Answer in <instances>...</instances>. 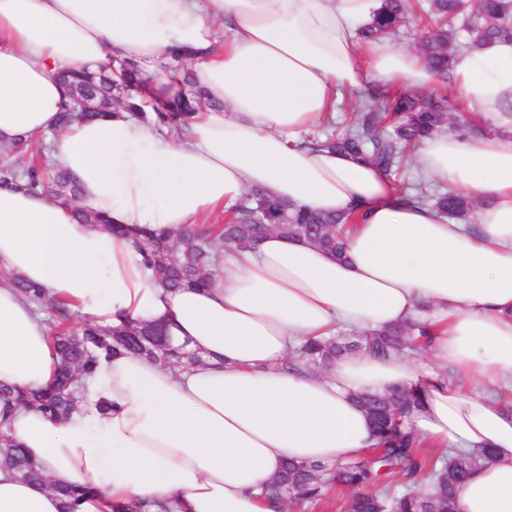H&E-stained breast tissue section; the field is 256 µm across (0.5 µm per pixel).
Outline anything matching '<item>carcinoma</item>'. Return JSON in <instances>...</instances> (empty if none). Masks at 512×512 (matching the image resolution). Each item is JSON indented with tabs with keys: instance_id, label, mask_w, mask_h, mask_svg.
Returning a JSON list of instances; mask_svg holds the SVG:
<instances>
[{
	"instance_id": "cac0c4a2",
	"label": "carcinoma",
	"mask_w": 512,
	"mask_h": 512,
	"mask_svg": "<svg viewBox=\"0 0 512 512\" xmlns=\"http://www.w3.org/2000/svg\"><path fill=\"white\" fill-rule=\"evenodd\" d=\"M409 0H382L372 23L359 30L363 42L383 34H392L409 18ZM429 14L436 28L420 44V53L435 74L448 77L460 54L495 39L512 40V0H429ZM166 69L173 72L180 92L173 104L161 98L150 102L158 124L181 127L188 123L196 106L206 94L198 83L187 56L172 54ZM55 78L79 93L92 106L85 109L70 101L59 114L60 127L76 119L103 117L112 111L115 80L125 88L126 104L134 112L142 111L146 80L138 66L129 61L89 72L65 68ZM354 122L321 145L365 160L389 174L404 169L403 154L408 147L450 125L458 133L466 131V122L452 117L443 105L430 96L397 92L382 93L377 106L356 102ZM15 145L0 150V181L32 191H44L72 203L78 187L64 171L41 161H33L24 170L10 158ZM417 201H429L450 219L463 217L469 209L466 196L453 192L427 193L420 190ZM225 224L212 229L184 226L172 233L164 228L147 229L118 225L112 230L130 234L139 243L145 263L158 273L168 288H193L210 281L209 268L221 252L246 242H255L270 233L303 238L341 258L345 251L342 228L354 221L341 215H322L274 199L255 189L244 200L231 206ZM10 281L46 308L47 323L53 326L52 340L59 358L58 373L47 387L29 392L0 386V468H10L30 480H44L42 468L27 459L15 443L5 423L17 406L34 408L52 419L65 418L86 394L83 380L92 375L98 356L135 355L161 367L195 366L202 358L186 346H176L157 326L128 321L118 328L74 325L63 304L49 298L41 288L9 276ZM425 335L424 327L407 323L378 331L333 334L321 340L302 342L292 360L304 366L329 367L337 359L366 350L372 355L401 357L412 348L413 331ZM361 406L370 417L382 446L364 455L330 468L321 463H290L266 487V492L290 503L315 501L336 485L350 493L346 512H456V498L476 459L461 454L429 458L416 447L413 435L400 430L401 420L421 407L413 387H397L388 395H364ZM64 500V512H76L84 492L76 487L55 488Z\"/></svg>"
}]
</instances>
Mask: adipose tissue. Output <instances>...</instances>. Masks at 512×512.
<instances>
[{
  "instance_id": "1",
  "label": "adipose tissue",
  "mask_w": 512,
  "mask_h": 512,
  "mask_svg": "<svg viewBox=\"0 0 512 512\" xmlns=\"http://www.w3.org/2000/svg\"><path fill=\"white\" fill-rule=\"evenodd\" d=\"M381 0H0V142L55 132L50 158L105 226L76 223L50 195L0 185V269L44 288L79 323H165L204 366L100 357L86 400L66 419L19 409L12 436L42 464L39 486L0 470V512H61L60 486L86 491L76 512L133 499L182 512H285L266 485L290 461L334 465L376 447L356 400L414 385L404 421L421 447L479 456L457 512H512V41L467 51L453 82L463 107L500 128L443 133L417 151L424 174L481 206L463 223L388 198L369 163L307 141L341 95L376 78L417 90L436 76L382 36L362 42ZM187 53L211 104L168 137L117 110L59 128L54 73L130 60L174 97L172 51ZM259 188L354 216L345 258L270 234L224 251L209 287L171 290L115 225L179 229ZM426 329L410 362L348 355L319 376L288 364L303 339L337 328ZM36 305L0 283V383L37 391L56 370ZM463 379L455 384L449 373Z\"/></svg>"
}]
</instances>
